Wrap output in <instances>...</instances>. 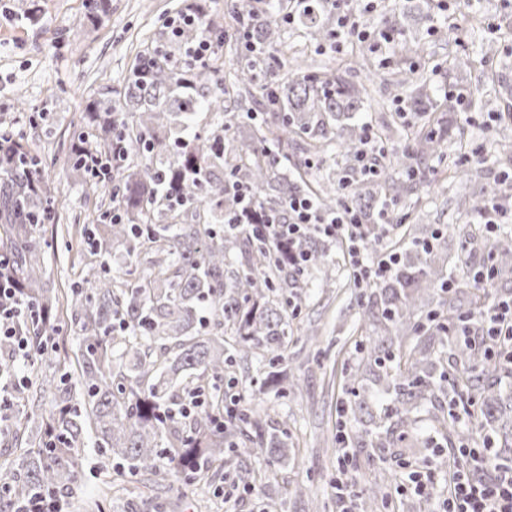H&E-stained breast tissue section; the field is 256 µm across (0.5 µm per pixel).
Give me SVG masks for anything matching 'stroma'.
Listing matches in <instances>:
<instances>
[{
    "instance_id": "stroma-1",
    "label": "stroma",
    "mask_w": 512,
    "mask_h": 512,
    "mask_svg": "<svg viewBox=\"0 0 512 512\" xmlns=\"http://www.w3.org/2000/svg\"><path fill=\"white\" fill-rule=\"evenodd\" d=\"M21 2L0 0V124L12 126L20 138L37 146L46 160V179L59 189L70 217L84 225L112 205L109 196L89 192L67 162V146L80 124L84 100L102 87L119 86L137 51L165 38L164 20L184 9L187 0H112L110 14L95 23L83 18L84 0H33L32 21L20 16ZM500 4L501 0H481L475 8L462 4L464 24L457 38L424 36L423 55L413 64L437 94L486 98L485 107L468 112L464 133L452 140L448 152L456 156L472 145H484L487 160L479 167L478 180L498 186L504 209L512 210V186L502 181L504 173L512 174V165L485 122L487 113L501 108L500 100L489 94L491 78L512 83V13L501 12ZM491 29L498 41L486 65L447 75L442 62L464 46L477 51L481 37ZM367 58V69L354 77L368 93L359 118L376 130L391 123L387 144L394 147L402 131L392 85L400 47L392 45L389 61L372 52ZM429 165L437 173L434 186L411 196L420 228L460 224L467 208L463 185L443 175V161L434 158ZM39 241L55 287H69L88 270L91 256L80 234L64 237L45 224ZM333 258L335 286L319 288L321 275L313 273L312 288L298 309L288 312L290 336L278 352L281 363H309L302 396L279 398L255 384L243 389L239 404L242 410L261 414L268 427L287 425L288 457L269 468L243 453L238 458L240 471L254 475L273 470L279 484L276 512H310L316 503L321 512H336L331 480L342 470L357 498L386 488L390 494L381 512H407L405 499L394 493L395 462L373 459L366 448H352L345 459L333 449V439L341 431L339 409L349 398L345 371L358 359L362 334L354 325L359 294L349 278L351 267L341 249H334ZM81 484L85 494L96 496L100 512H121L118 503L127 496L124 482L113 469L102 468L96 457L86 459ZM224 485L219 477L183 482L177 489L162 491L160 499L167 512H258L259 494L216 496V489Z\"/></svg>"
}]
</instances>
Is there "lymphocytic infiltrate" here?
<instances>
[{
  "label": "lymphocytic infiltrate",
  "instance_id": "f902f5d3",
  "mask_svg": "<svg viewBox=\"0 0 512 512\" xmlns=\"http://www.w3.org/2000/svg\"><path fill=\"white\" fill-rule=\"evenodd\" d=\"M336 15L334 44L343 48L348 41L369 43L372 51L389 49L394 36L388 31L371 32L362 29L359 15L375 10L379 0H326ZM195 26L201 32L199 40L185 51L187 63H204L212 50V41L202 13L186 9L171 17L167 26L171 35H179L182 27ZM228 189L241 203L235 223L251 224L253 210L251 191L236 181L229 182ZM256 238L269 243L288 242L296 244L307 230L321 238L349 244V262L358 270L362 281L376 285L390 278L399 258L396 253L384 252L380 261L368 264L363 259L361 242L364 238L362 224L348 198H340L335 212L322 213L315 202L306 196L288 199L281 212L269 214L264 223L251 224ZM23 301L10 277H0V338L13 341L18 354H25L27 344L17 336L12 325ZM480 334L484 336L490 354L498 355L512 364V302L489 303L479 319ZM445 454L444 449L435 448L427 464L410 467L404 473L401 490L411 492L429 500L432 512H512V461L495 465L486 471V454L482 449L465 445L456 448L457 457L467 460L465 469L458 471L447 494L436 490L437 462Z\"/></svg>",
  "mask_w": 512,
  "mask_h": 512
}]
</instances>
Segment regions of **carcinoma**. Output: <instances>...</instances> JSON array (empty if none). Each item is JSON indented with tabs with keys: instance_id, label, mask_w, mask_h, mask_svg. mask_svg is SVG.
<instances>
[{
	"instance_id": "obj_1",
	"label": "carcinoma",
	"mask_w": 512,
	"mask_h": 512,
	"mask_svg": "<svg viewBox=\"0 0 512 512\" xmlns=\"http://www.w3.org/2000/svg\"><path fill=\"white\" fill-rule=\"evenodd\" d=\"M86 20L106 16L112 0H86ZM387 23L402 29L423 18L419 0H401ZM288 0H236L230 20L257 17L255 37L265 46L283 47L272 15ZM334 14L324 0H304L296 22L314 39L333 31ZM217 38L209 60L189 67L181 48L198 32L186 27L161 50L138 51L121 89L110 87L85 100L83 131L71 147V170L94 192L107 193L115 211H104L84 225L83 235L99 270L74 282L68 296L78 328L72 353L58 354L53 321L60 306L58 289L46 278L45 256L36 240L38 225L55 224V188L44 179L39 152L20 140L0 144V253L10 257L7 273L26 309L15 318L17 335L28 342L29 365L19 368L13 344L0 341V376L25 377L12 399L8 437L19 454L0 460V512H14L36 491L54 493L66 504L78 488L88 444L101 464L112 463L129 479L145 478L158 487L201 481L232 466L237 434L250 452L271 464L286 457L288 428L269 430L254 413L224 418V386L239 384L235 367L252 354L275 352L288 339V312L275 297L278 288H307L318 270L329 283L335 260L329 242L309 234L300 250L303 271L293 269L288 245L269 246L247 230H226L224 218L241 205L224 187L226 178L250 186L258 218L283 209L288 197L306 195L326 211L336 209V183H348L350 198L365 224L364 249L375 256L382 245L378 224L398 219L385 207L399 205L429 186L425 162L442 155L450 141L445 113L456 110L448 98L429 94L415 68L397 81L398 102L413 112L403 129L408 146L393 149L370 180L351 167L338 180L311 182L288 172V144L303 135V151L338 150L357 159L365 126L366 87L353 81L365 67L362 50L347 62L294 65L287 73L269 57L254 56L224 71V25L211 26ZM262 72L266 81L257 82ZM266 114L257 124L254 108ZM197 112L214 113L205 135L185 143L182 133ZM124 138L126 159L92 177L89 153L112 162V138ZM465 225L481 224L498 190L474 186ZM447 230L428 250L424 237L400 233L388 241L399 263L386 283L367 296L361 319L373 327L363 355L347 373L354 400L343 406L356 429L343 443L363 448L416 452L429 442L409 438L415 413L431 410L435 433L453 448L458 439L453 409H472L471 425L491 441L498 458L512 457V378L507 364L484 352L470 335L491 301L473 281L475 263L459 242L456 260L443 256ZM117 247L132 257L150 252L155 259L143 273L112 276ZM495 278L512 274V241H499L492 257ZM458 284L451 294L447 281ZM432 291L438 301L417 315L418 300ZM232 336L224 342V334ZM301 377L290 368L271 370L260 380L283 395L300 392ZM391 397L377 415L359 390L366 385ZM203 404L183 414L187 400Z\"/></svg>"
}]
</instances>
